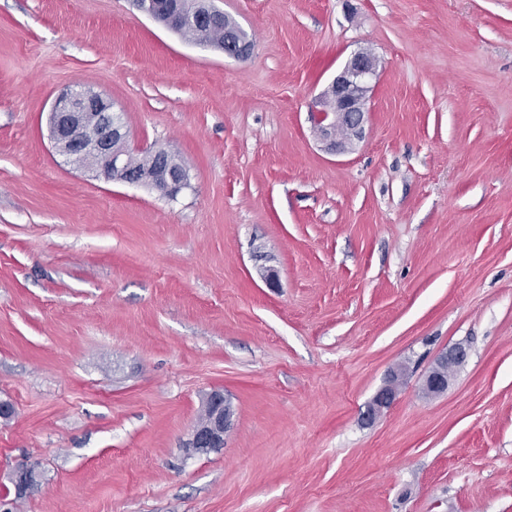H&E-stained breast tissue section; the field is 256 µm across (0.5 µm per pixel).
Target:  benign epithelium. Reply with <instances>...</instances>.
I'll list each match as a JSON object with an SVG mask.
<instances>
[{"mask_svg": "<svg viewBox=\"0 0 512 512\" xmlns=\"http://www.w3.org/2000/svg\"><path fill=\"white\" fill-rule=\"evenodd\" d=\"M138 8L154 21L173 31L186 25L202 27L214 16L212 11L192 7L191 0H137ZM224 55L244 60L253 50L252 40L243 32H226L224 44L218 46ZM377 76V64L366 52L352 53L336 73L327 89L316 100L309 119L317 137L328 151L343 154L362 139L368 112L367 95ZM129 132L123 114L113 110L112 101L89 88L69 89L54 100L50 112V140L55 149L79 168L84 159L95 158L89 171L107 181H120L131 185L150 187L162 196L174 200L185 188L188 175L183 167L165 166L170 152L164 147L152 151L158 166L135 169L128 163ZM468 351L455 344L442 352L426 378V391L431 395L442 393L448 386V376L442 365L448 362L462 364ZM399 374H389L364 412V419L373 421L390 407L398 393ZM209 419L194 426L188 447L197 453H207L224 447V434L233 421L230 398L214 391L206 398Z\"/></svg>", "mask_w": 512, "mask_h": 512, "instance_id": "benign-epithelium-1", "label": "benign epithelium"}]
</instances>
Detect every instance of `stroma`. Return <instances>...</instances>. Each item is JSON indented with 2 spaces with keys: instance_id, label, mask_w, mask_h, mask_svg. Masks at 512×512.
Here are the masks:
<instances>
[{
  "instance_id": "obj_1",
  "label": "stroma",
  "mask_w": 512,
  "mask_h": 512,
  "mask_svg": "<svg viewBox=\"0 0 512 512\" xmlns=\"http://www.w3.org/2000/svg\"><path fill=\"white\" fill-rule=\"evenodd\" d=\"M212 4L248 59L134 0H0V502L512 512V0ZM360 48L365 136L332 155L308 114ZM72 87L113 102L131 152L174 153L176 200L66 162L48 115ZM215 390L234 426L198 454ZM224 26L233 30V23L226 15L219 14L216 16V23L211 28L198 29L196 31L184 32L192 42L202 47H215L224 52V55L235 60H244L250 56L253 50V42L242 31L226 32L224 37ZM468 357V351L462 344H455L442 352L437 358V362L433 369L429 372L426 378V391L431 395L442 393L448 386V375H445L442 370L443 364H448V361L456 364H462ZM399 377L396 372L389 374L386 384L377 391L363 414L366 421H373L384 409L392 405L398 393Z\"/></svg>"
}]
</instances>
